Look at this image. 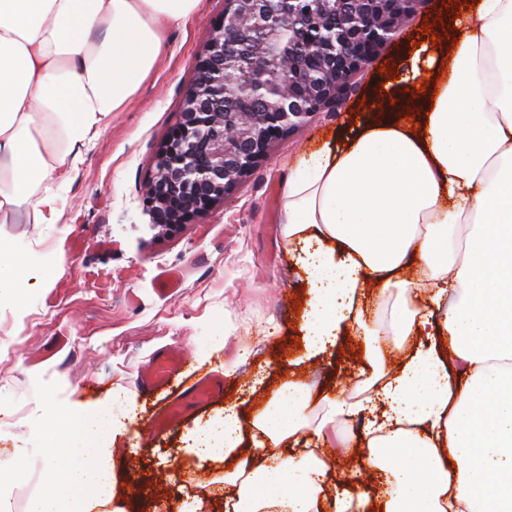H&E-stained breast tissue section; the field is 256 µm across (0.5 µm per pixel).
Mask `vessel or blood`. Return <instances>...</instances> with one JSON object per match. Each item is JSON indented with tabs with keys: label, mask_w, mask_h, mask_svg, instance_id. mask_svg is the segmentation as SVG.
<instances>
[{
	"label": "vessel or blood",
	"mask_w": 512,
	"mask_h": 512,
	"mask_svg": "<svg viewBox=\"0 0 512 512\" xmlns=\"http://www.w3.org/2000/svg\"><path fill=\"white\" fill-rule=\"evenodd\" d=\"M189 355L183 347L174 346L151 359L137 376L136 383L143 395L166 393L164 405L153 414L148 429L158 433L173 428L193 407H201L224 393V378L208 374L189 376Z\"/></svg>",
	"instance_id": "obj_1"
}]
</instances>
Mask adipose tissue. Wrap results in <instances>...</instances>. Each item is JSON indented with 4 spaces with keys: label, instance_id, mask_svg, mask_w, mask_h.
<instances>
[{
    "label": "adipose tissue",
    "instance_id": "adipose-tissue-1",
    "mask_svg": "<svg viewBox=\"0 0 512 512\" xmlns=\"http://www.w3.org/2000/svg\"><path fill=\"white\" fill-rule=\"evenodd\" d=\"M200 0H0V224L24 212L62 217L60 188L155 67L159 23L177 24ZM455 49L420 46L402 80L380 88L382 114L329 140L290 168L283 238L307 281L304 360L354 330L367 336L371 397L350 401L283 383L252 416L230 406L189 429L184 450L225 463V512H512V0H476L456 19ZM437 80L438 93L421 89ZM387 328L362 305L370 287L409 292ZM388 367L386 340L408 344ZM36 447L0 462L4 487L38 463L28 512H127L117 505L112 445L134 409L110 399L62 400L38 389ZM327 404L371 414L359 468L387 493H326L333 462L258 463L252 448L297 445Z\"/></svg>",
    "mask_w": 512,
    "mask_h": 512
}]
</instances>
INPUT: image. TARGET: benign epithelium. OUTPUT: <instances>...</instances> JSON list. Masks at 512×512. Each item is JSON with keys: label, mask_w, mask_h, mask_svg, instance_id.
Returning <instances> with one entry per match:
<instances>
[{"label": "benign epithelium", "mask_w": 512, "mask_h": 512, "mask_svg": "<svg viewBox=\"0 0 512 512\" xmlns=\"http://www.w3.org/2000/svg\"><path fill=\"white\" fill-rule=\"evenodd\" d=\"M418 0H224L163 143L144 204L168 230L224 201L269 147L316 112H334L415 17ZM244 81L228 84L225 74Z\"/></svg>", "instance_id": "7a95c632"}]
</instances>
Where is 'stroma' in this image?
Wrapping results in <instances>:
<instances>
[{
    "mask_svg": "<svg viewBox=\"0 0 512 512\" xmlns=\"http://www.w3.org/2000/svg\"><path fill=\"white\" fill-rule=\"evenodd\" d=\"M447 2L420 0L380 60L408 61L424 19L450 17ZM223 17L224 0H201L184 23L165 28L151 76L113 113L61 189L60 223L0 224V240L18 241L28 255L24 283L38 291L22 311L16 291L0 294V455L33 440V381L64 399L110 397L119 410L135 403L136 420L114 460L138 512H187L195 498L203 500L202 512H224L212 490L221 464L185 454L183 438L226 406L250 411L263 403L264 392L250 390L258 360L268 364L271 389L292 376L350 400L366 391L358 338L341 340L315 362L289 364L301 352L292 327L302 318L294 303L306 280L284 245L280 202L289 166L348 133L352 110L377 88V67L354 76L356 90L339 111L315 113L276 141L268 160L191 223L166 231L143 205L156 153L179 120L196 63ZM168 269L180 270L182 281L162 297L155 281ZM173 345L192 354L196 370L224 374V396L188 411L175 430L148 438L144 426L160 401L142 397L135 378Z\"/></svg>",
    "mask_w": 512,
    "mask_h": 512,
    "instance_id": "1",
    "label": "stroma"
}]
</instances>
